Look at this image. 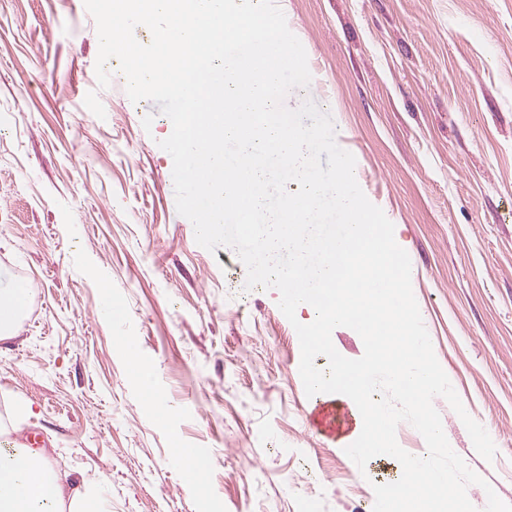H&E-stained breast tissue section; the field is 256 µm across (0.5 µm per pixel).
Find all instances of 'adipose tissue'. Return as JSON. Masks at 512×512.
Instances as JSON below:
<instances>
[{
  "label": "adipose tissue",
  "instance_id": "adipose-tissue-1",
  "mask_svg": "<svg viewBox=\"0 0 512 512\" xmlns=\"http://www.w3.org/2000/svg\"><path fill=\"white\" fill-rule=\"evenodd\" d=\"M0 512H102L94 485L67 487L48 459L17 444L0 452Z\"/></svg>",
  "mask_w": 512,
  "mask_h": 512
}]
</instances>
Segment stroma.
<instances>
[{
	"label": "stroma",
	"instance_id": "35a3bbf8",
	"mask_svg": "<svg viewBox=\"0 0 512 512\" xmlns=\"http://www.w3.org/2000/svg\"><path fill=\"white\" fill-rule=\"evenodd\" d=\"M275 2L311 73L285 104L330 113L393 223L436 358L497 453L480 457L438 397L445 435L512 504V0ZM98 48L84 0H0V289L31 287L0 341V428L100 482L108 512H372L397 460L338 455L333 433L362 431L343 417L356 404L324 393L336 416L314 411L278 291L196 243L159 146L171 120L129 99L117 60L100 87ZM177 441L208 452L201 482L174 470ZM127 359L130 362L132 370L142 386L148 390L147 396L144 400L145 406L157 415H164L167 413L168 408L165 399L153 390V371L151 365L147 364L138 354L136 349L129 344H125L123 348Z\"/></svg>",
	"mask_w": 512,
	"mask_h": 512
}]
</instances>
